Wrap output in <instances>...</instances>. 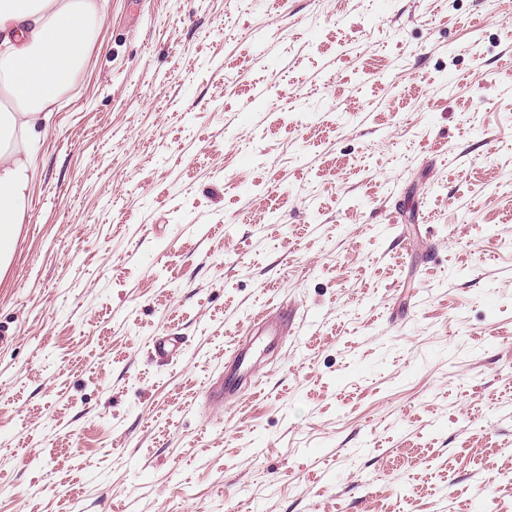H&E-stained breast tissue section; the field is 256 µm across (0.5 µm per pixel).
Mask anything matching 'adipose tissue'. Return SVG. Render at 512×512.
Instances as JSON below:
<instances>
[{
  "label": "adipose tissue",
  "instance_id": "adipose-tissue-1",
  "mask_svg": "<svg viewBox=\"0 0 512 512\" xmlns=\"http://www.w3.org/2000/svg\"><path fill=\"white\" fill-rule=\"evenodd\" d=\"M101 15L91 0H0V273L26 219L36 131L83 62Z\"/></svg>",
  "mask_w": 512,
  "mask_h": 512
}]
</instances>
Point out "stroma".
Returning <instances> with one entry per match:
<instances>
[{"instance_id": "1", "label": "stroma", "mask_w": 512, "mask_h": 512, "mask_svg": "<svg viewBox=\"0 0 512 512\" xmlns=\"http://www.w3.org/2000/svg\"><path fill=\"white\" fill-rule=\"evenodd\" d=\"M52 111L0 512H512V0H104ZM294 315L287 311H281L275 320H269L264 324V328L270 332L266 333L267 346L276 347L280 338L288 332L293 324Z\"/></svg>"}]
</instances>
